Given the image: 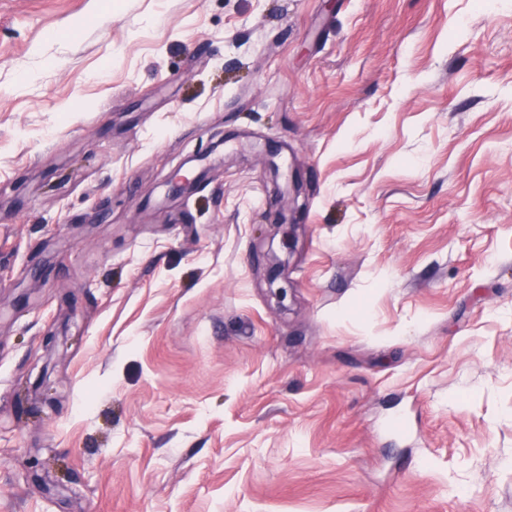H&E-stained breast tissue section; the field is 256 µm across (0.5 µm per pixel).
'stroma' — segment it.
I'll list each match as a JSON object with an SVG mask.
<instances>
[{"label": "stroma", "mask_w": 512, "mask_h": 512, "mask_svg": "<svg viewBox=\"0 0 512 512\" xmlns=\"http://www.w3.org/2000/svg\"><path fill=\"white\" fill-rule=\"evenodd\" d=\"M0 512H512V0H0ZM216 150V144L212 143L209 150L198 151L194 155L190 156L188 161L183 164L182 167L176 169L165 181L164 186L166 190L164 195L167 197L183 196L193 193L197 185L203 181L210 169L209 158L214 154ZM192 163L196 169V173L183 172V167ZM267 166L268 170L270 172V175L275 183V186L277 187V190L280 191V185L278 180L280 178H285L287 180L288 185L291 186V190L293 193V197L291 199V203L293 205V210H299L301 207L305 206L306 203L302 202L300 205H298V201L301 194V186H300V180L298 173H295L293 175H289V172H285L283 169V166L276 161H274L273 157L267 158ZM266 259V280L270 296L276 298L277 301L281 302V299L284 298L286 295V288L283 287L282 285H279L278 281L282 278V275L285 270V265L274 263L270 255V251L266 253Z\"/></svg>", "instance_id": "obj_1"}]
</instances>
